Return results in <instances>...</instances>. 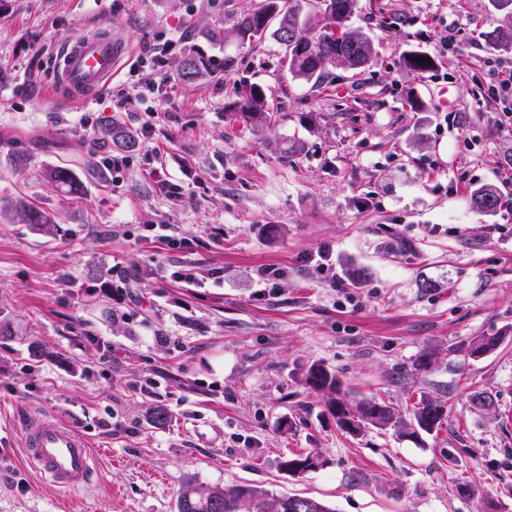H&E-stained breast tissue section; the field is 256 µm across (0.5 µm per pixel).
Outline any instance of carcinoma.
<instances>
[{"label": "carcinoma", "instance_id": "carcinoma-1", "mask_svg": "<svg viewBox=\"0 0 512 512\" xmlns=\"http://www.w3.org/2000/svg\"><path fill=\"white\" fill-rule=\"evenodd\" d=\"M314 14L305 15L300 0H266L258 11L241 16L237 32L254 31L250 38L266 35L270 20L277 21L272 35L284 48L288 70L295 77L319 82L330 75L331 69L343 67L361 69L374 58L371 37L360 29L348 26L356 0H314ZM497 13L496 26L483 33L485 41L498 50L512 51V0H492ZM424 58V62L416 58ZM403 65L423 74L434 67L433 60L422 51L402 55ZM181 77L194 82L208 71L205 59L185 55L177 62ZM239 111L250 119L265 112V95L261 87H249L239 105ZM47 181L62 193L79 197L84 187L75 173L57 166L46 173ZM471 201L479 211L494 212L500 207L501 196L493 186H481L471 193ZM13 212L25 224L48 226L52 219L23 202L13 206ZM503 336H480L462 344L458 351L471 358H480L497 350ZM302 384L324 399L327 411L336 419V426L353 436L365 434L371 428H393L402 437L415 440L431 434L443 425L447 416V401L425 395L405 420L392 406L376 398H357L344 386L340 376L321 362L309 364L302 373ZM319 460L312 454H299L285 465L291 473L303 474L318 468ZM178 512H335L325 502L305 496H277L268 489L249 483L224 488H197L188 485L177 501Z\"/></svg>", "mask_w": 512, "mask_h": 512}]
</instances>
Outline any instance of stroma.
Masks as SVG:
<instances>
[{
	"mask_svg": "<svg viewBox=\"0 0 512 512\" xmlns=\"http://www.w3.org/2000/svg\"><path fill=\"white\" fill-rule=\"evenodd\" d=\"M264 2L0 0V323L11 329L0 335V512H177L187 484L243 482L336 512H481L487 498L512 510V211L470 202L484 184L512 195V126L482 88L491 2L356 0L350 24L369 33L374 60L318 83L289 73L273 37L239 41L241 15ZM98 25L128 54L73 105L58 56ZM452 31L456 46L441 49ZM171 39L210 73L190 84L171 68L153 92L134 84L130 67ZM413 48L436 68L406 69ZM252 84L263 123L235 109ZM109 126L135 133V149L115 146ZM106 153L125 164L103 170ZM54 166L75 171L82 199L45 185ZM18 200L53 232L14 220ZM155 224L181 247L149 238ZM323 246L327 271L309 261ZM180 265L194 285L166 279ZM266 267L279 271L269 294L256 283ZM492 334L506 337L494 353L460 352ZM425 352L430 368L415 371ZM314 361L406 416L421 395L446 400L448 420L421 443L346 434L299 381ZM481 393L492 408L476 404ZM159 406L162 428L148 420ZM28 413L66 418L90 442L95 473L80 493L28 465ZM309 452L322 467L281 470ZM461 483L475 496L458 495Z\"/></svg>",
	"mask_w": 512,
	"mask_h": 512,
	"instance_id": "35a3bbf8",
	"label": "stroma"
}]
</instances>
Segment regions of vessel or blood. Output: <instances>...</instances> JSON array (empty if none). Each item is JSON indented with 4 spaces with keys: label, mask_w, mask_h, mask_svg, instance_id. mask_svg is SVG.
<instances>
[{
    "label": "vessel or blood",
    "mask_w": 512,
    "mask_h": 512,
    "mask_svg": "<svg viewBox=\"0 0 512 512\" xmlns=\"http://www.w3.org/2000/svg\"><path fill=\"white\" fill-rule=\"evenodd\" d=\"M122 54L103 31L66 41L58 67V83L70 102L84 104L106 86ZM31 465L66 493L88 485L94 457L83 434L71 423L49 414L31 415L22 428Z\"/></svg>",
    "instance_id": "1"
}]
</instances>
